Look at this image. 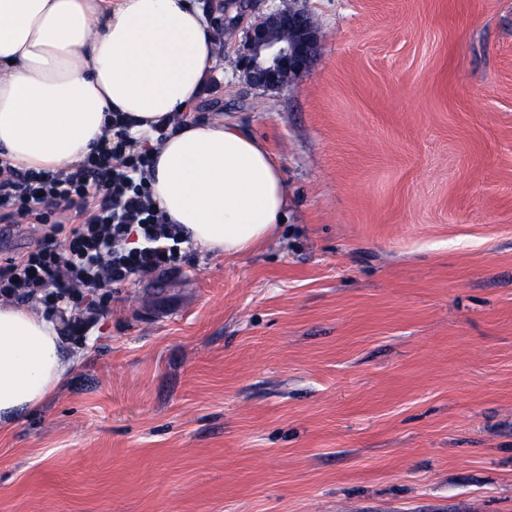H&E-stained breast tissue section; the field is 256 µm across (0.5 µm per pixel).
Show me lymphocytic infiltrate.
<instances>
[{
	"label": "lymphocytic infiltrate",
	"mask_w": 512,
	"mask_h": 512,
	"mask_svg": "<svg viewBox=\"0 0 512 512\" xmlns=\"http://www.w3.org/2000/svg\"><path fill=\"white\" fill-rule=\"evenodd\" d=\"M83 164L22 172L0 164V223L37 224L32 251L0 260V298L38 301L46 314L80 307L87 292L176 266L188 238L153 201V147L122 114Z\"/></svg>",
	"instance_id": "1"
}]
</instances>
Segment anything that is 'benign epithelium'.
I'll return each instance as SVG.
<instances>
[{"label":"benign epithelium","instance_id":"obj_1","mask_svg":"<svg viewBox=\"0 0 512 512\" xmlns=\"http://www.w3.org/2000/svg\"><path fill=\"white\" fill-rule=\"evenodd\" d=\"M247 81L259 88L280 89L309 70L316 60L321 34L296 0L257 17L246 32Z\"/></svg>","mask_w":512,"mask_h":512}]
</instances>
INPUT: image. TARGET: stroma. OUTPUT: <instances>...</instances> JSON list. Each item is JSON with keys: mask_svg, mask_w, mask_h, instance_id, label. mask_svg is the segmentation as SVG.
Masks as SVG:
<instances>
[{"mask_svg": "<svg viewBox=\"0 0 512 512\" xmlns=\"http://www.w3.org/2000/svg\"><path fill=\"white\" fill-rule=\"evenodd\" d=\"M193 120L271 149L278 239L103 289L56 392L0 431V512H512V0H302ZM281 33L276 37L275 33ZM247 81L272 90L290 85L316 60L321 34L310 14L295 0L258 16L246 32Z\"/></svg>", "mask_w": 512, "mask_h": 512, "instance_id": "1", "label": "stroma"}]
</instances>
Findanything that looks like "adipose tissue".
<instances>
[{"instance_id":"1","label":"adipose tissue","mask_w":512,"mask_h":512,"mask_svg":"<svg viewBox=\"0 0 512 512\" xmlns=\"http://www.w3.org/2000/svg\"><path fill=\"white\" fill-rule=\"evenodd\" d=\"M216 48L190 0H0V153L16 167L81 163L112 126L165 125L152 196L204 250L244 255L279 231L288 188L269 147L222 119L177 123L204 95ZM57 322L0 302V425L65 378Z\"/></svg>"}]
</instances>
